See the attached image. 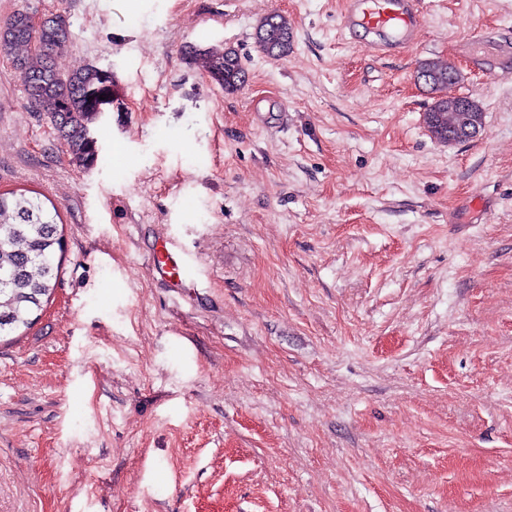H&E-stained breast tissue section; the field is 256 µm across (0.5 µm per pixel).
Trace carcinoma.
<instances>
[{
    "mask_svg": "<svg viewBox=\"0 0 512 512\" xmlns=\"http://www.w3.org/2000/svg\"><path fill=\"white\" fill-rule=\"evenodd\" d=\"M69 20L59 14L40 29H32L28 13L18 11L0 25V51L13 56L29 108L43 112L54 134L64 142L69 160L89 171L102 161L97 139L91 132L107 104L112 72L90 64L62 72L55 56L70 44ZM257 42L271 57H283L292 49L293 33L288 20L278 14L260 21ZM202 60L212 81L226 91H234L245 81V72L232 50L189 52ZM419 72L428 74L435 91L448 87V63L429 60ZM427 128L438 140L455 142L471 138L470 113L455 112L448 97H439L424 114ZM61 217L55 204L24 193H0V339L33 324L31 316L43 310L51 297L59 273L56 253L63 251L59 230Z\"/></svg>",
    "mask_w": 512,
    "mask_h": 512,
    "instance_id": "obj_1",
    "label": "carcinoma"
}]
</instances>
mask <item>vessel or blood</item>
Segmentation results:
<instances>
[{
  "label": "vessel or blood",
  "mask_w": 512,
  "mask_h": 512,
  "mask_svg": "<svg viewBox=\"0 0 512 512\" xmlns=\"http://www.w3.org/2000/svg\"><path fill=\"white\" fill-rule=\"evenodd\" d=\"M419 0H346L342 14L345 29L363 27L377 33L370 46L378 52L412 49L417 43ZM153 274L172 287L185 286L190 275L187 254L172 239L161 240L149 257Z\"/></svg>",
  "instance_id": "vessel-or-blood-1"
}]
</instances>
